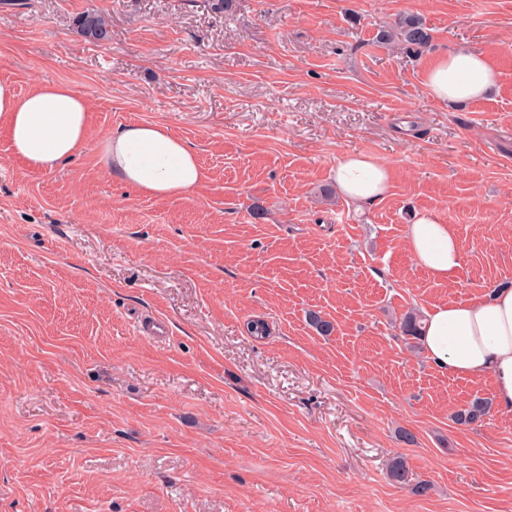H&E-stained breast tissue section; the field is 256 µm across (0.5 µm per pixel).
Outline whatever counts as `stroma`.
Masks as SVG:
<instances>
[{
	"label": "stroma",
	"mask_w": 512,
	"mask_h": 512,
	"mask_svg": "<svg viewBox=\"0 0 512 512\" xmlns=\"http://www.w3.org/2000/svg\"><path fill=\"white\" fill-rule=\"evenodd\" d=\"M211 4L0 0V80L91 105L51 172L0 118V512H512V412L453 420L491 377L400 331L512 287V0ZM92 9L106 41L74 28ZM402 15L432 35L418 54L377 40ZM454 47L497 71L486 98L430 96ZM134 122L190 144L204 181L151 198L113 178L99 143ZM352 153L391 170L361 209L331 179ZM422 211L456 231L455 282L407 249Z\"/></svg>",
	"instance_id": "1"
}]
</instances>
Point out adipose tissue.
<instances>
[{
  "label": "adipose tissue",
  "mask_w": 512,
  "mask_h": 512,
  "mask_svg": "<svg viewBox=\"0 0 512 512\" xmlns=\"http://www.w3.org/2000/svg\"><path fill=\"white\" fill-rule=\"evenodd\" d=\"M496 80L484 57L464 50L444 53L424 72L431 96L447 105L482 99ZM0 117L7 122L13 154L35 171L49 172L73 159L89 137V101L69 83H43L22 94L0 81ZM100 160L113 178L147 197H179L205 178L194 150L153 123L112 132L100 143ZM333 181L344 200L369 206L387 195L391 172L372 155L349 154L334 167ZM405 240L432 278L458 279L462 253L452 225L425 211L407 225ZM421 342L427 359L448 374L491 376L499 407L512 411V288L495 289L479 301L433 307Z\"/></svg>",
  "instance_id": "ef3b65f1"
}]
</instances>
